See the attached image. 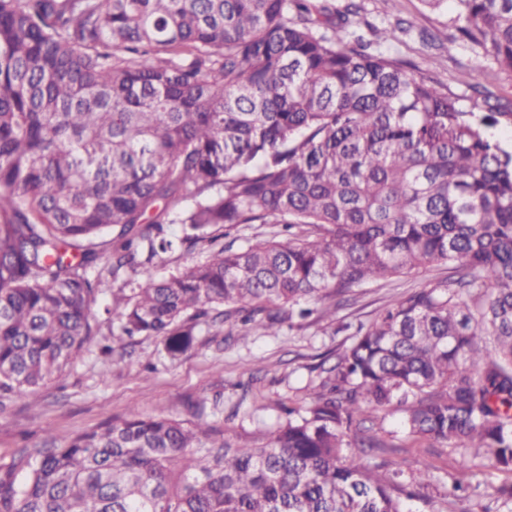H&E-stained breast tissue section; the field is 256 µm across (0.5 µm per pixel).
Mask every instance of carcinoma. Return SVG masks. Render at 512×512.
<instances>
[{
    "mask_svg": "<svg viewBox=\"0 0 512 512\" xmlns=\"http://www.w3.org/2000/svg\"><path fill=\"white\" fill-rule=\"evenodd\" d=\"M512 73V0H454ZM328 0H0V394L64 376L110 294L175 357L204 322L274 336L308 303L438 263L261 445L134 415L22 457L0 512H405L431 485L359 462L367 417L460 449L447 496L512 473V148L475 90L368 51ZM180 243L203 259L157 277ZM268 224L264 238L241 228ZM224 240L219 246L217 242ZM106 258L114 288H102Z\"/></svg>",
    "mask_w": 512,
    "mask_h": 512,
    "instance_id": "carcinoma-1",
    "label": "carcinoma"
}]
</instances>
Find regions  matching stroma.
I'll return each mask as SVG.
<instances>
[{"label": "stroma", "instance_id": "1", "mask_svg": "<svg viewBox=\"0 0 512 512\" xmlns=\"http://www.w3.org/2000/svg\"><path fill=\"white\" fill-rule=\"evenodd\" d=\"M362 5L354 24L360 34H367L369 25L381 28L400 19L414 26L400 41L382 45V52L415 65L421 75L447 84L463 99L473 84H483L504 111L512 112V73L467 44L447 53L419 40L417 32L424 28L447 33L452 13L431 12L420 0H362ZM447 275V265L440 264L421 276L371 284L327 320L297 321L275 336H214L201 324L192 348L176 358L154 336L136 337L128 349H120L103 303H96L99 334L67 373L43 385L37 396L0 403V473L12 468L22 450L60 445L115 417L199 420L226 438L262 442L276 428L282 406L305 399L308 387L320 380L323 357L348 347L358 324L374 321L394 295ZM374 428L384 446L369 452L368 462L407 474L429 468L435 475L424 496L407 501L408 512H500L496 490L512 481V474L481 471L465 498H450L446 492L463 462L460 450L410 439L398 412L376 418Z\"/></svg>", "mask_w": 512, "mask_h": 512}]
</instances>
